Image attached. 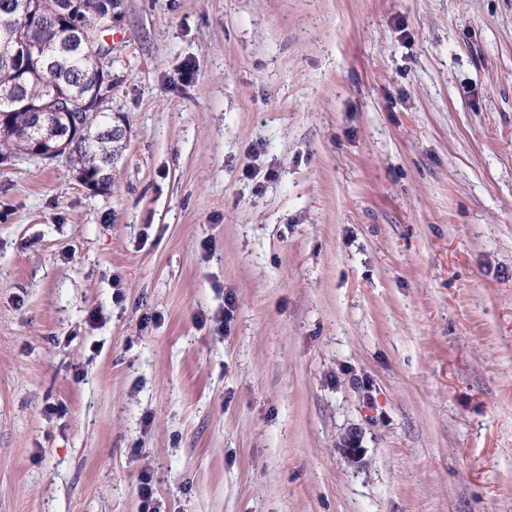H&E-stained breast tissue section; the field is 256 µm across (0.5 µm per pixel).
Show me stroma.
Here are the masks:
<instances>
[{
    "label": "stroma",
    "instance_id": "1",
    "mask_svg": "<svg viewBox=\"0 0 512 512\" xmlns=\"http://www.w3.org/2000/svg\"><path fill=\"white\" fill-rule=\"evenodd\" d=\"M105 39L111 185L0 161V512H512V0Z\"/></svg>",
    "mask_w": 512,
    "mask_h": 512
}]
</instances>
